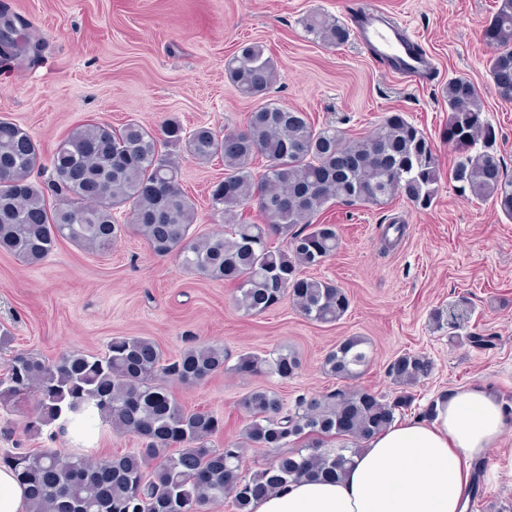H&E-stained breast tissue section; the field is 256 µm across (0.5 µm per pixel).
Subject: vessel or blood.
Masks as SVG:
<instances>
[{"mask_svg":"<svg viewBox=\"0 0 512 512\" xmlns=\"http://www.w3.org/2000/svg\"><path fill=\"white\" fill-rule=\"evenodd\" d=\"M357 41L383 69L397 78L418 82L431 71L428 57H415L410 52L414 39L403 27L387 21L378 10L360 4L353 23Z\"/></svg>","mask_w":512,"mask_h":512,"instance_id":"b4317fda","label":"vessel or blood"}]
</instances>
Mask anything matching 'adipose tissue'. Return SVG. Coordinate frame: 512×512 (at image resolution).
I'll return each instance as SVG.
<instances>
[{"label": "adipose tissue", "mask_w": 512, "mask_h": 512, "mask_svg": "<svg viewBox=\"0 0 512 512\" xmlns=\"http://www.w3.org/2000/svg\"><path fill=\"white\" fill-rule=\"evenodd\" d=\"M504 426L493 394L477 384L458 390L436 400L430 419L378 434L338 480L288 483L252 512H465L472 464Z\"/></svg>", "instance_id": "adipose-tissue-1"}]
</instances>
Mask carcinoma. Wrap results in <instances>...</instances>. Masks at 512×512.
I'll return each mask as SVG.
<instances>
[{"mask_svg":"<svg viewBox=\"0 0 512 512\" xmlns=\"http://www.w3.org/2000/svg\"><path fill=\"white\" fill-rule=\"evenodd\" d=\"M306 30L327 46L350 37L349 28L318 15L307 20ZM485 37L495 49L487 61L494 88L512 101V0H498ZM23 44L38 51L0 13V56H17ZM227 73L249 98H265L278 80L257 43L244 45ZM445 94L448 142L458 153L450 178L512 219V178L505 177L494 149L495 129L482 121L479 91L456 77ZM181 143L199 162L224 159V179L211 190L212 206L226 227L222 234L189 236L196 207L181 186L180 163L167 152ZM258 155L267 165L256 177L250 164ZM51 166L49 184L33 180L43 168L37 144L21 126L0 120V252L36 264L60 239L105 250L122 231L115 212L127 209L154 253H173L183 268L234 284L246 312H264L287 294L302 315L318 323L340 320L350 299L334 283L301 274L340 246L336 225L314 219L333 200L379 205L399 195L427 208L438 192L434 143L402 113H388L367 138L345 143L336 129H318L306 113L272 103L252 112L244 128L222 135L205 126L188 133L174 118L156 133L135 122L118 129L105 122L81 124L59 144ZM250 204L273 222L240 219L238 211ZM273 235L286 239V248L271 247ZM228 360L221 347L191 345L166 361L155 341L139 336L114 337L101 355L73 353L54 362L32 352L9 356L0 367V405L35 395L30 432L47 429L54 440L69 425L82 429L99 421L139 440L133 451L93 466L61 448L4 456L3 464L26 489L28 512H210L211 504L228 496L236 512H252L254 501L290 481L337 479L414 401L406 391L389 398L345 387L301 396L287 409L276 393L259 387L240 401L249 418L241 441L217 448L211 437L223 421L209 412L186 411L157 379L193 384L224 369ZM367 362L364 340L350 336L326 354L324 370L347 381L359 377ZM299 368L300 360L281 350L263 357L243 354L234 365L239 372L283 379ZM432 370L427 357L403 353L386 374L409 387ZM331 439L352 447L329 449ZM247 447L278 454L274 462L245 471Z\"/></svg>","mask_w":512,"mask_h":512,"instance_id":"carcinoma-1","label":"carcinoma"}]
</instances>
